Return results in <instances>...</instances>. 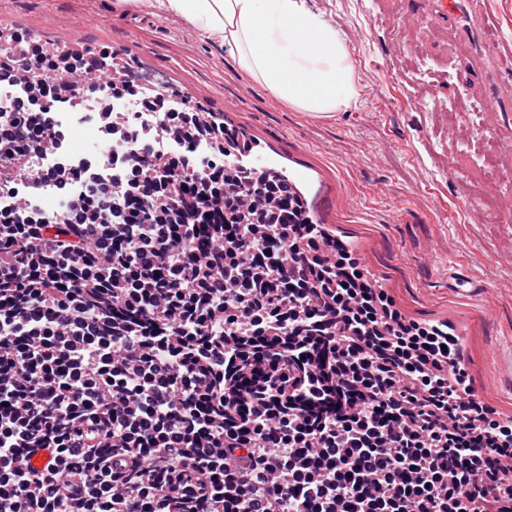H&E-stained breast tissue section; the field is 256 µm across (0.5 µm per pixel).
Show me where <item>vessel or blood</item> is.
Here are the masks:
<instances>
[{"instance_id":"b4317fda","label":"vessel or blood","mask_w":512,"mask_h":512,"mask_svg":"<svg viewBox=\"0 0 512 512\" xmlns=\"http://www.w3.org/2000/svg\"><path fill=\"white\" fill-rule=\"evenodd\" d=\"M463 12L449 8L448 0H437L430 20L461 48L463 70L458 80L477 84L491 112H512V60L498 55L484 37L485 14L481 0H463Z\"/></svg>"}]
</instances>
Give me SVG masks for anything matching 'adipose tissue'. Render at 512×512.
<instances>
[{
    "label": "adipose tissue",
    "instance_id": "ef3b65f1",
    "mask_svg": "<svg viewBox=\"0 0 512 512\" xmlns=\"http://www.w3.org/2000/svg\"><path fill=\"white\" fill-rule=\"evenodd\" d=\"M179 17L216 43L279 99L306 112L349 108L356 94L344 39L309 0H135Z\"/></svg>",
    "mask_w": 512,
    "mask_h": 512
}]
</instances>
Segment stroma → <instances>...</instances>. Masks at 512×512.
I'll use <instances>...</instances> for the list:
<instances>
[{
    "instance_id": "stroma-1",
    "label": "stroma",
    "mask_w": 512,
    "mask_h": 512,
    "mask_svg": "<svg viewBox=\"0 0 512 512\" xmlns=\"http://www.w3.org/2000/svg\"><path fill=\"white\" fill-rule=\"evenodd\" d=\"M344 38L357 95L314 114L275 97L218 45L173 15L116 0H0V20L70 34L141 59L170 90L220 112L297 180L316 223L353 243L408 318L454 326L476 395L512 416L511 112H473L460 56L430 24L428 0H315ZM488 38L512 55V0H483ZM466 279L471 294L454 291Z\"/></svg>"
}]
</instances>
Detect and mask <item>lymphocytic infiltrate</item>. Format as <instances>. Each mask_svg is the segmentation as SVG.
<instances>
[{
    "instance_id": "lymphocytic-infiltrate-1",
    "label": "lymphocytic infiltrate",
    "mask_w": 512,
    "mask_h": 512,
    "mask_svg": "<svg viewBox=\"0 0 512 512\" xmlns=\"http://www.w3.org/2000/svg\"><path fill=\"white\" fill-rule=\"evenodd\" d=\"M11 40L0 84L41 99L0 108V512H512V417L302 187L187 97L108 76L111 48ZM64 91L129 98L137 167L35 166ZM70 182L78 206L18 219L30 184Z\"/></svg>"
}]
</instances>
